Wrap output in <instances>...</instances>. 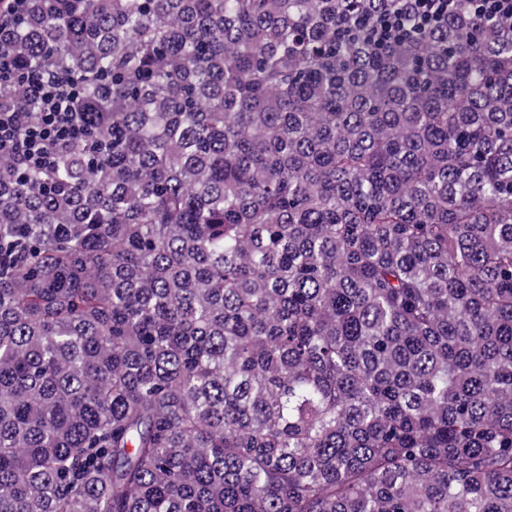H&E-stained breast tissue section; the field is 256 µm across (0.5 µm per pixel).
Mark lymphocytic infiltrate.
<instances>
[{
	"label": "lymphocytic infiltrate",
	"instance_id": "f902f5d3",
	"mask_svg": "<svg viewBox=\"0 0 512 512\" xmlns=\"http://www.w3.org/2000/svg\"><path fill=\"white\" fill-rule=\"evenodd\" d=\"M22 22L21 0H5L0 6V86L12 83L21 71L12 39ZM24 74L23 93L37 109L0 107V156L25 169H46L54 164L60 148L90 129L92 115L84 100L66 88L58 71Z\"/></svg>",
	"mask_w": 512,
	"mask_h": 512
}]
</instances>
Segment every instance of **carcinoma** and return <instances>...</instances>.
Here are the masks:
<instances>
[{
	"label": "carcinoma",
	"instance_id": "obj_1",
	"mask_svg": "<svg viewBox=\"0 0 512 512\" xmlns=\"http://www.w3.org/2000/svg\"><path fill=\"white\" fill-rule=\"evenodd\" d=\"M389 5L27 0L0 512H512V19ZM459 0H390V8L382 13L354 20L355 27L364 28L377 42H384L398 32L404 23V11L401 2H409L411 12L416 19L427 23H439L448 18L457 8ZM60 70H28L23 94L36 112L18 106L0 107V156L24 169H46L63 146L91 127L93 112L64 85Z\"/></svg>",
	"mask_w": 512,
	"mask_h": 512
}]
</instances>
